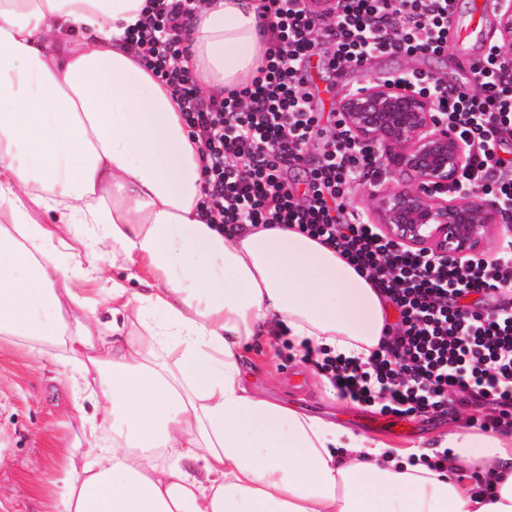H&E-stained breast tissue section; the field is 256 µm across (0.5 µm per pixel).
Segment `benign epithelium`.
I'll list each match as a JSON object with an SVG mask.
<instances>
[{
  "mask_svg": "<svg viewBox=\"0 0 512 512\" xmlns=\"http://www.w3.org/2000/svg\"><path fill=\"white\" fill-rule=\"evenodd\" d=\"M502 59L512 66V0H498ZM355 138L381 148L384 177L367 190L368 221L405 246L466 258L512 225L481 191H448L467 160V146L437 119L429 97L378 80L339 103Z\"/></svg>",
  "mask_w": 512,
  "mask_h": 512,
  "instance_id": "benign-epithelium-1",
  "label": "benign epithelium"
}]
</instances>
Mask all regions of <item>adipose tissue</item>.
I'll return each mask as SVG.
<instances>
[{"label": "adipose tissue", "instance_id": "adipose-tissue-1", "mask_svg": "<svg viewBox=\"0 0 512 512\" xmlns=\"http://www.w3.org/2000/svg\"><path fill=\"white\" fill-rule=\"evenodd\" d=\"M147 4L0 0V342L61 348L93 406L54 512H512L511 429L448 431L437 472L244 382L260 338L367 357L386 303L320 240L213 222L177 96L125 36ZM262 29L257 0H204L185 45L207 93L251 83Z\"/></svg>", "mask_w": 512, "mask_h": 512}]
</instances>
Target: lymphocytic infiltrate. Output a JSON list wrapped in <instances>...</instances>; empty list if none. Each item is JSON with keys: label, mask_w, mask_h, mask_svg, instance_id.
Here are the masks:
<instances>
[{"label": "lymphocytic infiltrate", "mask_w": 512, "mask_h": 512, "mask_svg": "<svg viewBox=\"0 0 512 512\" xmlns=\"http://www.w3.org/2000/svg\"><path fill=\"white\" fill-rule=\"evenodd\" d=\"M201 0H153L127 36L155 76L173 87L186 126L200 144L205 202L221 224H285L338 249L374 280L399 313L366 360L324 355L320 366L340 396L396 417L446 406L458 391L492 404L493 427L512 425V251L463 260L423 253L387 238L352 212L359 181L380 175L373 146L358 143L342 118L304 186L289 183L307 144L319 134L302 64L315 33L335 45L329 68L360 67L377 52L415 56L448 44L453 0H337L319 16L308 0H260L267 22L265 65L250 86L204 95L181 59L184 33ZM463 92L420 71L401 79L432 98L469 148L454 192L480 190L512 214V69L490 46ZM499 298L488 308L470 295Z\"/></svg>", "instance_id": "1"}]
</instances>
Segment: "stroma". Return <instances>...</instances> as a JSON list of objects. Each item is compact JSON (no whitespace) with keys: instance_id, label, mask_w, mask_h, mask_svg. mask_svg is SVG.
<instances>
[{"instance_id":"1","label":"stroma","mask_w":512,"mask_h":512,"mask_svg":"<svg viewBox=\"0 0 512 512\" xmlns=\"http://www.w3.org/2000/svg\"><path fill=\"white\" fill-rule=\"evenodd\" d=\"M497 13L488 0L482 14L481 33L469 51L449 42L442 54L405 57L377 54L358 69H324L311 64L308 81L317 111H337L339 100L350 90L370 85L380 77L413 70L432 73L448 85L470 84V63L489 44L500 43ZM60 352L48 348L42 367H35L24 343H0V504L8 512H47L49 477L62 464L56 451L75 440L76 432L65 422L74 408L70 382L58 363ZM245 377L250 385L284 405L322 415L358 434L373 437L404 450L431 445L435 436L452 422L472 431L492 415L488 405L453 395L442 413L398 419L380 414L377 406L357 405L341 398L328 386L315 361L296 358L288 350L287 337L268 344L259 342L245 355ZM35 492H28V485Z\"/></svg>"}]
</instances>
